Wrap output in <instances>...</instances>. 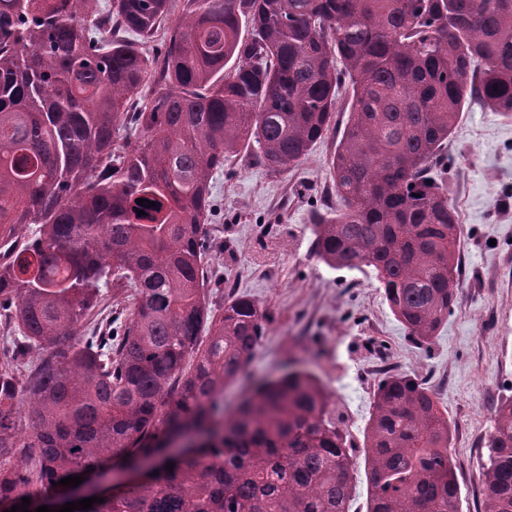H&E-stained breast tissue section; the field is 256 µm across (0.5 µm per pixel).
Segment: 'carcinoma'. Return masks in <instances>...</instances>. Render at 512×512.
I'll list each match as a JSON object with an SVG mask.
<instances>
[{"label": "carcinoma", "mask_w": 512, "mask_h": 512, "mask_svg": "<svg viewBox=\"0 0 512 512\" xmlns=\"http://www.w3.org/2000/svg\"><path fill=\"white\" fill-rule=\"evenodd\" d=\"M157 38L151 59L140 45ZM343 87L339 206L313 212L309 251L371 269L428 343L459 266L435 172L468 104L512 119V0H0V505L57 510L77 498L53 483L153 458L88 512H350L354 446L314 374L257 383L224 413L269 317L213 302L204 245L224 157L288 171ZM112 288L134 292L124 319L99 317ZM189 430L202 446L155 447ZM450 437L424 383L386 375L364 430L369 512H457ZM481 480L483 512H512V399Z\"/></svg>", "instance_id": "1"}]
</instances>
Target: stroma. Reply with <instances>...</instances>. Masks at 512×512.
I'll use <instances>...</instances> for the list:
<instances>
[{"label": "stroma", "mask_w": 512, "mask_h": 512, "mask_svg": "<svg viewBox=\"0 0 512 512\" xmlns=\"http://www.w3.org/2000/svg\"><path fill=\"white\" fill-rule=\"evenodd\" d=\"M347 103L339 97L335 126L286 173H269L250 152L225 158L213 179L220 215L207 227L212 268L227 292L255 299L271 318L248 366L252 378L289 365L314 370L355 447L385 374L426 384L451 423L458 512H483L486 435L495 404L512 396V121L474 104L448 140L459 288L424 348L408 338L371 270L332 269L308 250L315 206L336 201L330 163Z\"/></svg>", "instance_id": "stroma-1"}]
</instances>
